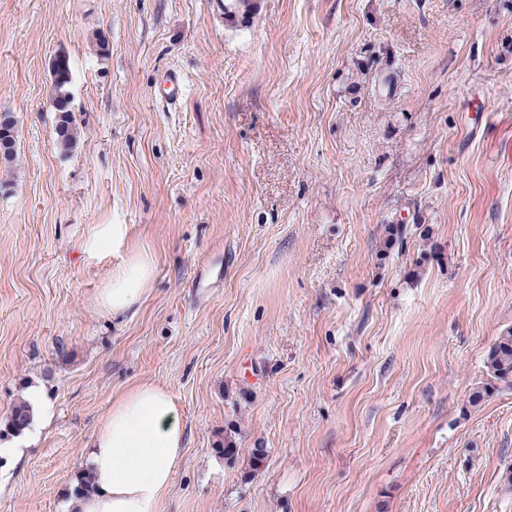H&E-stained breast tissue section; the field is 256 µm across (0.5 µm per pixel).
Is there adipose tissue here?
I'll return each instance as SVG.
<instances>
[{"instance_id": "ef3b65f1", "label": "adipose tissue", "mask_w": 512, "mask_h": 512, "mask_svg": "<svg viewBox=\"0 0 512 512\" xmlns=\"http://www.w3.org/2000/svg\"><path fill=\"white\" fill-rule=\"evenodd\" d=\"M155 260L143 252L116 268L99 295L100 307L117 314L149 290ZM185 423L170 391L141 382L113 402L88 451L91 492L75 496L74 512H160L185 448Z\"/></svg>"}]
</instances>
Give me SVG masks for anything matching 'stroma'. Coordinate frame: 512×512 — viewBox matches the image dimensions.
Listing matches in <instances>:
<instances>
[{
	"instance_id": "1",
	"label": "stroma",
	"mask_w": 512,
	"mask_h": 512,
	"mask_svg": "<svg viewBox=\"0 0 512 512\" xmlns=\"http://www.w3.org/2000/svg\"><path fill=\"white\" fill-rule=\"evenodd\" d=\"M256 2L0 0V424L53 408L0 512H69L143 381L185 420L161 512H512V385L469 401L512 329V0ZM136 248L150 289L105 313ZM71 79L70 60L67 54H58L52 62L53 107L58 115L57 135L59 146L69 151L77 143V131L70 109L66 86ZM4 128L5 135L2 136L1 131V139H7L9 144L4 147L0 145V159L6 162H10L15 157V121L13 117L8 113L0 114V129ZM28 401L33 410L39 412L43 419L50 414V406L45 401L40 389L33 388L28 392ZM29 403L19 400L14 404L6 416V427L12 433H19L27 428L32 421V408Z\"/></svg>"
}]
</instances>
